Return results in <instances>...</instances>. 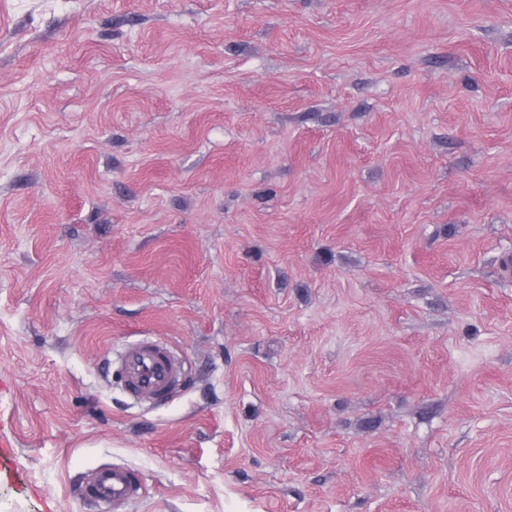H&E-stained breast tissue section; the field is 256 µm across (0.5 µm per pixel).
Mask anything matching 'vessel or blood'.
<instances>
[{
  "label": "vessel or blood",
  "instance_id": "vessel-or-blood-1",
  "mask_svg": "<svg viewBox=\"0 0 512 512\" xmlns=\"http://www.w3.org/2000/svg\"><path fill=\"white\" fill-rule=\"evenodd\" d=\"M125 390L140 402H155L177 390L182 381L181 361L165 346L143 340L120 357ZM141 483L129 468L115 465L95 469L81 489L84 498L116 505L137 498Z\"/></svg>",
  "mask_w": 512,
  "mask_h": 512
}]
</instances>
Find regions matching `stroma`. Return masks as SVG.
Listing matches in <instances>:
<instances>
[{"label": "stroma", "mask_w": 512, "mask_h": 512, "mask_svg": "<svg viewBox=\"0 0 512 512\" xmlns=\"http://www.w3.org/2000/svg\"><path fill=\"white\" fill-rule=\"evenodd\" d=\"M508 257L512 0H0V512H512ZM125 391L140 402H156L177 390L182 381L181 361L165 346L143 340L120 357ZM137 475L125 466L97 468L86 478L81 494L86 499L120 505L140 495Z\"/></svg>", "instance_id": "1"}]
</instances>
